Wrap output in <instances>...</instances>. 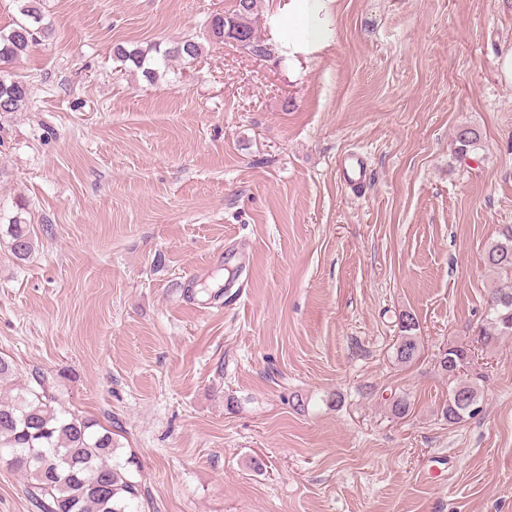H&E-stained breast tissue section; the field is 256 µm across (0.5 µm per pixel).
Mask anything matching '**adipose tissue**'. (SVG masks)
Instances as JSON below:
<instances>
[{
    "label": "adipose tissue",
    "instance_id": "obj_1",
    "mask_svg": "<svg viewBox=\"0 0 512 512\" xmlns=\"http://www.w3.org/2000/svg\"><path fill=\"white\" fill-rule=\"evenodd\" d=\"M332 0H281L268 18L269 36L280 47L289 70L330 47L334 36Z\"/></svg>",
    "mask_w": 512,
    "mask_h": 512
}]
</instances>
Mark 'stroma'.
Listing matches in <instances>:
<instances>
[{
    "label": "stroma",
    "mask_w": 512,
    "mask_h": 512,
    "mask_svg": "<svg viewBox=\"0 0 512 512\" xmlns=\"http://www.w3.org/2000/svg\"><path fill=\"white\" fill-rule=\"evenodd\" d=\"M234 5L38 0L51 33L13 65L29 106L0 117L13 384L112 430L140 512H512V336L483 352L474 418L443 419L437 368L501 284L483 256L512 224V0H335L296 76L277 46L205 35ZM185 37L201 57L153 84L114 55ZM464 126L481 140L462 160ZM343 179L348 183L365 184L366 166L363 158L358 154H348L341 159ZM17 212L9 218L8 247L12 254L19 260H25L33 250V241L25 219ZM399 323L400 334L392 345V353L398 364L407 366L414 363L420 353L419 324L410 313L402 314Z\"/></svg>",
    "instance_id": "obj_1"
}]
</instances>
